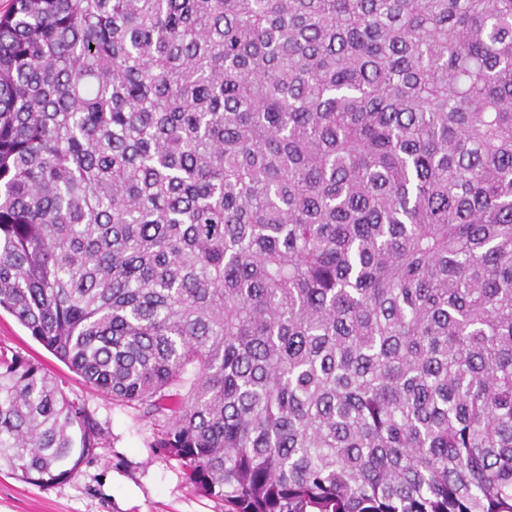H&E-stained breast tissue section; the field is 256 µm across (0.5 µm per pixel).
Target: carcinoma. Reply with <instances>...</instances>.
<instances>
[{
    "instance_id": "carcinoma-1",
    "label": "carcinoma",
    "mask_w": 512,
    "mask_h": 512,
    "mask_svg": "<svg viewBox=\"0 0 512 512\" xmlns=\"http://www.w3.org/2000/svg\"><path fill=\"white\" fill-rule=\"evenodd\" d=\"M0 309L224 512H512V0H13ZM106 429L0 354V468Z\"/></svg>"
}]
</instances>
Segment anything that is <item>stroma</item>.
I'll list each match as a JSON object with an SVG mask.
<instances>
[{"instance_id": "obj_1", "label": "stroma", "mask_w": 512, "mask_h": 512, "mask_svg": "<svg viewBox=\"0 0 512 512\" xmlns=\"http://www.w3.org/2000/svg\"><path fill=\"white\" fill-rule=\"evenodd\" d=\"M0 350L41 363L71 394L87 401L107 431L104 446L95 449L70 481L38 487L0 472V512H224L222 502L185 481L178 460L152 448L160 423L86 386L3 310Z\"/></svg>"}]
</instances>
